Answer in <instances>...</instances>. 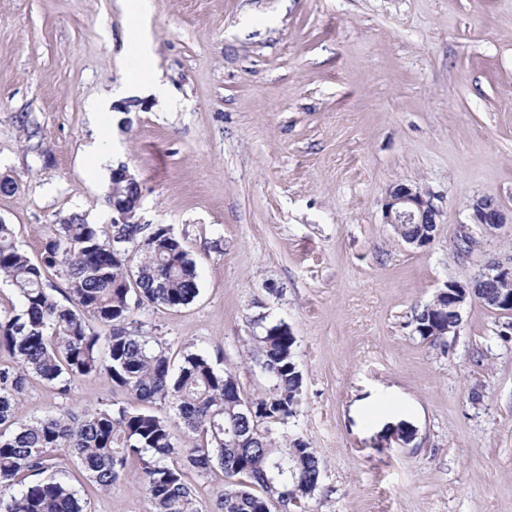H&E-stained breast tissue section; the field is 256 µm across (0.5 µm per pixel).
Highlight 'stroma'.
I'll return each mask as SVG.
<instances>
[{
  "instance_id": "obj_1",
  "label": "stroma",
  "mask_w": 512,
  "mask_h": 512,
  "mask_svg": "<svg viewBox=\"0 0 512 512\" xmlns=\"http://www.w3.org/2000/svg\"><path fill=\"white\" fill-rule=\"evenodd\" d=\"M162 97L127 123L96 100L141 74ZM138 218L170 225L198 271L179 309L135 317L172 351L205 353L245 399L269 383L249 351L288 325L303 375L283 426L308 441L316 491L290 512H512V314L469 302L457 335L414 330L450 281L512 256V224H469L474 200L512 211V0H0V220L37 257L73 212L107 225L114 165ZM411 182L440 211L430 244L384 222ZM112 395L33 383L27 421ZM407 422L410 443L387 442ZM130 464L92 512H151Z\"/></svg>"
}]
</instances>
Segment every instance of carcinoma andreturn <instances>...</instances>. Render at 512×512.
<instances>
[{
    "label": "carcinoma",
    "mask_w": 512,
    "mask_h": 512,
    "mask_svg": "<svg viewBox=\"0 0 512 512\" xmlns=\"http://www.w3.org/2000/svg\"><path fill=\"white\" fill-rule=\"evenodd\" d=\"M63 279V300L51 292L49 272ZM0 278L18 304L0 306V512H87L83 493L107 491L128 463H138L141 491L154 512H203L184 480L185 468L219 467L229 483L209 512H272L315 491L319 460L308 442L277 438L264 418L293 416L302 389L295 337L279 323L255 338L252 360L271 382L270 394L244 412L234 376L209 358L169 348L134 319L156 304L177 309L198 294V273L172 229L164 224H112L104 228L72 213L47 227L33 262L0 222ZM108 328L103 335L98 328ZM105 373L113 389L135 396L132 410L116 397L79 412L61 409L21 422L17 400L33 380L68 398L79 377ZM174 416L156 413V403ZM198 434L177 448L174 423ZM78 465L74 485L58 460Z\"/></svg>",
    "instance_id": "1"
}]
</instances>
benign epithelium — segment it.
Wrapping results in <instances>:
<instances>
[{
	"label": "benign epithelium",
	"mask_w": 512,
	"mask_h": 512,
	"mask_svg": "<svg viewBox=\"0 0 512 512\" xmlns=\"http://www.w3.org/2000/svg\"><path fill=\"white\" fill-rule=\"evenodd\" d=\"M142 191L139 182L128 168L119 165L112 169V223L137 224V211L141 207ZM439 210L430 194L413 184L399 182L387 191L385 223L392 225L401 239L414 246L430 243L434 234L425 241L410 233L409 226L438 224ZM469 223L482 231L491 233L507 223V215L501 206L489 198L475 200ZM434 299L441 300L447 307L444 317L435 319L430 336H449L458 332L462 311L468 301L477 299L485 305L500 311L512 312V256L504 262L500 259L489 261L482 272L468 283L448 282L439 289Z\"/></svg>",
	"instance_id": "benign-epithelium-1"
}]
</instances>
